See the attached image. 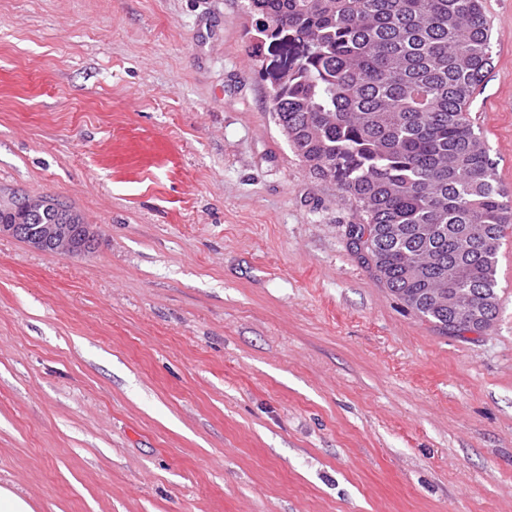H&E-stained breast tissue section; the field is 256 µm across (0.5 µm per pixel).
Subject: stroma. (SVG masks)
<instances>
[{
    "label": "stroma",
    "instance_id": "1",
    "mask_svg": "<svg viewBox=\"0 0 512 512\" xmlns=\"http://www.w3.org/2000/svg\"><path fill=\"white\" fill-rule=\"evenodd\" d=\"M468 118L512 205V0ZM242 0H0V485L35 512H512V228L457 336L354 252L269 111ZM17 195L18 193L13 192L7 198L1 196L4 209L0 210V219L12 221L22 218L23 224L20 220L12 224L0 221V237L22 238L30 248L35 250L65 254L70 257H81L89 252L94 239V231L90 224H84L71 210L61 212L58 224H49L56 222L58 218L54 207L41 209L32 216L14 214L11 206Z\"/></svg>",
    "mask_w": 512,
    "mask_h": 512
}]
</instances>
